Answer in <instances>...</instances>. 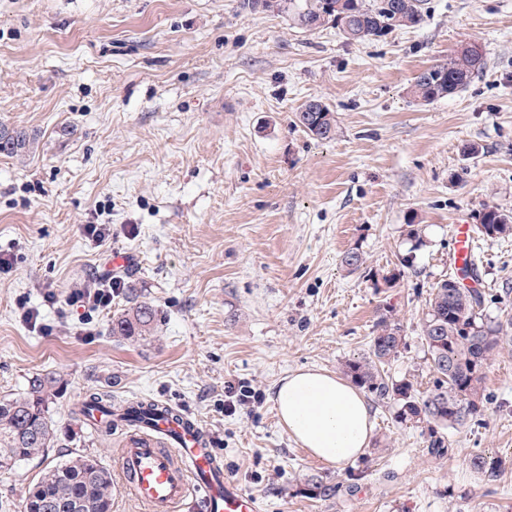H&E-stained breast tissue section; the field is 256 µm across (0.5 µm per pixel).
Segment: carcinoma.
<instances>
[{"label": "carcinoma", "instance_id": "1", "mask_svg": "<svg viewBox=\"0 0 512 512\" xmlns=\"http://www.w3.org/2000/svg\"><path fill=\"white\" fill-rule=\"evenodd\" d=\"M252 6H275L294 12L296 23L309 30L333 23L350 42H364L387 35L397 27L423 23V0H247ZM486 66L480 53L463 52L448 57L417 76L411 92L415 99L430 103L463 88L472 75ZM297 120L313 138H334L336 119L329 106L319 102L312 112L304 109ZM21 131L0 128V153L13 155L26 149ZM478 231L488 238L512 235V213L489 208L479 215ZM473 263L465 262L460 276L437 283L421 326L430 377L425 389L410 380L394 381L385 366L401 354L404 336L397 325L383 317L376 325L367 356L348 362L347 373L358 386L381 401L396 405V418L427 431L426 454L436 460L449 455L451 444L445 430L463 426L483 415L488 401L484 382L490 357L512 346V319L488 328L483 323L484 297L477 288L462 286L459 278L473 274ZM157 310L145 302L127 313L112 317V335L143 336L150 332ZM57 380L37 375L20 397H0V467L29 460L56 447L62 430L50 410ZM92 411L112 417V401L93 393L76 412L78 420ZM473 469L495 477L505 469V460L476 454ZM311 494L320 499L338 495L339 484L311 478ZM111 470L99 460L76 454L46 470L29 489L21 512H112Z\"/></svg>", "mask_w": 512, "mask_h": 512}]
</instances>
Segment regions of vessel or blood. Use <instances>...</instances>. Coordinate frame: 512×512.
Instances as JSON below:
<instances>
[{"mask_svg":"<svg viewBox=\"0 0 512 512\" xmlns=\"http://www.w3.org/2000/svg\"><path fill=\"white\" fill-rule=\"evenodd\" d=\"M472 257V229L458 225L453 258ZM113 470L121 492L143 512H262L256 497L225 476L200 422L167 403L123 428Z\"/></svg>","mask_w":512,"mask_h":512,"instance_id":"b4317fda","label":"vessel or blood"}]
</instances>
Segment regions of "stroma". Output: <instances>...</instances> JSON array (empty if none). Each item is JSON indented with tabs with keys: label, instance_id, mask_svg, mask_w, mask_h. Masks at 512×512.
I'll list each match as a JSON object with an SVG mask.
<instances>
[{
	"label": "stroma",
	"instance_id": "35a3bbf8",
	"mask_svg": "<svg viewBox=\"0 0 512 512\" xmlns=\"http://www.w3.org/2000/svg\"><path fill=\"white\" fill-rule=\"evenodd\" d=\"M420 26L361 43L333 25L244 0H0V124L28 132L0 154V397L36 374L61 384L59 427L93 390L182 408L213 438L227 476L264 512H512V469L488 478L477 454L512 457V348L494 353L483 415L448 429L441 460L419 428L372 401L365 456L339 467L310 457L280 426L272 395L301 368L345 375L381 318L406 347L388 373L426 384L421 325L451 277L454 228L485 209L512 212V0H424ZM486 67L431 103L415 77L459 47ZM318 98L334 139L296 121ZM475 145L476 154L464 148ZM83 224L112 227L95 246ZM359 249L356 273L341 264ZM121 288L94 315L47 305L95 278L112 253ZM483 319L512 317V238L479 237ZM149 302V335H111L113 314ZM39 309L41 328L21 319ZM262 395L224 412L228 388ZM0 468V512H20L41 473L71 457ZM364 471L355 492L313 497L310 478Z\"/></svg>",
	"mask_w": 512,
	"mask_h": 512
}]
</instances>
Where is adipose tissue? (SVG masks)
<instances>
[{
    "instance_id": "ef3b65f1",
    "label": "adipose tissue",
    "mask_w": 512,
    "mask_h": 512,
    "mask_svg": "<svg viewBox=\"0 0 512 512\" xmlns=\"http://www.w3.org/2000/svg\"><path fill=\"white\" fill-rule=\"evenodd\" d=\"M274 406L281 426L314 458L341 465L361 457L374 428L365 394L345 379L316 369L288 374Z\"/></svg>"
}]
</instances>
